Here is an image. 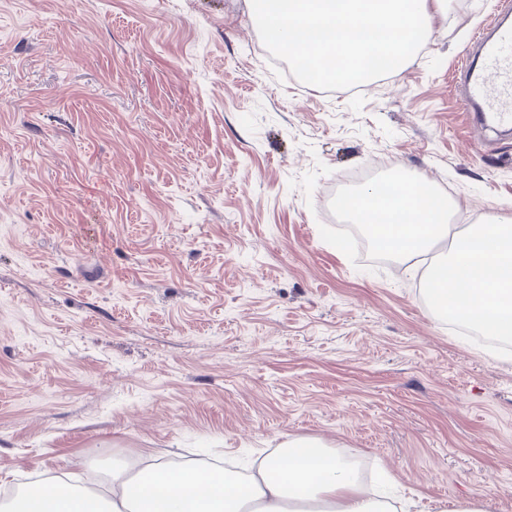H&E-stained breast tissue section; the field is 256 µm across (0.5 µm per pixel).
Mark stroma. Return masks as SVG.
<instances>
[{"mask_svg": "<svg viewBox=\"0 0 512 512\" xmlns=\"http://www.w3.org/2000/svg\"><path fill=\"white\" fill-rule=\"evenodd\" d=\"M499 0H449L364 90L249 56L248 0H0V488L293 438L408 512H512V357L456 335L320 210L387 160L512 218V138L456 94Z\"/></svg>", "mask_w": 512, "mask_h": 512, "instance_id": "35a3bbf8", "label": "stroma"}]
</instances>
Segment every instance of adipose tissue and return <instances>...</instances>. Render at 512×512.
<instances>
[{"label": "adipose tissue", "instance_id": "ef3b65f1", "mask_svg": "<svg viewBox=\"0 0 512 512\" xmlns=\"http://www.w3.org/2000/svg\"><path fill=\"white\" fill-rule=\"evenodd\" d=\"M111 497H94L55 479L22 490L0 512H398L396 504L366 491L341 456L316 439H291L247 478L215 476L196 462L177 473L147 457L138 473L116 462Z\"/></svg>", "mask_w": 512, "mask_h": 512}]
</instances>
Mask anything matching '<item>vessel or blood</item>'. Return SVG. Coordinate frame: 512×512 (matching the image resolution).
<instances>
[{
  "label": "vessel or blood",
  "instance_id": "vessel-or-blood-1",
  "mask_svg": "<svg viewBox=\"0 0 512 512\" xmlns=\"http://www.w3.org/2000/svg\"><path fill=\"white\" fill-rule=\"evenodd\" d=\"M477 56L462 67L461 106L471 121L512 126V24L495 23L476 39Z\"/></svg>",
  "mask_w": 512,
  "mask_h": 512
}]
</instances>
